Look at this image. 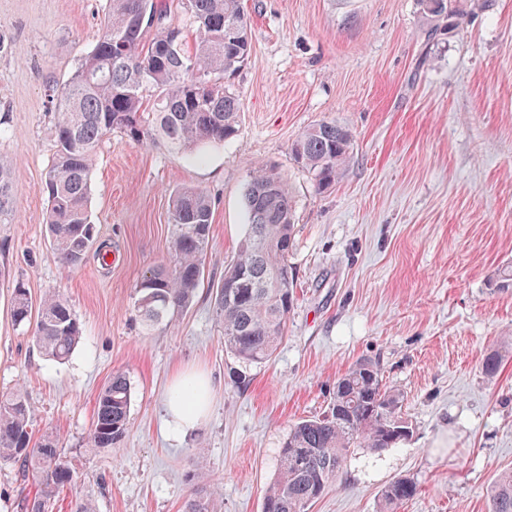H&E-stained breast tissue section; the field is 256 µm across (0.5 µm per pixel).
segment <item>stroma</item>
Segmentation results:
<instances>
[{
  "instance_id": "1",
  "label": "stroma",
  "mask_w": 512,
  "mask_h": 512,
  "mask_svg": "<svg viewBox=\"0 0 512 512\" xmlns=\"http://www.w3.org/2000/svg\"><path fill=\"white\" fill-rule=\"evenodd\" d=\"M106 0H0V155L14 165L0 217V393L22 390L34 440L50 436L73 481L56 512L91 498L96 512H184L207 486L215 512H262L290 426L322 413L337 379L362 360L404 392L410 436L374 454L351 449L311 512H379L396 475L418 490L398 512H488L512 470V0H448L456 31L418 0H241L252 53L229 83L241 103L233 139L192 152L157 138L103 137L88 201L109 265L88 249L75 268L44 226L62 88L101 33ZM349 126L353 151L320 191L288 155L308 125ZM279 168L296 199L295 301L272 358L247 366L224 348L212 288L247 223L257 163ZM205 191L213 223L204 282L191 305L155 325L136 307L152 269L172 268L171 194ZM33 306L62 297L83 337L63 362L43 355L34 323L15 322L13 290ZM501 366L486 373V356ZM212 383L209 414L187 436L165 422L175 371ZM126 376L122 440L90 450L99 392Z\"/></svg>"
}]
</instances>
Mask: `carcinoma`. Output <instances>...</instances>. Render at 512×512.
Wrapping results in <instances>:
<instances>
[{
	"instance_id": "obj_1",
	"label": "carcinoma",
	"mask_w": 512,
	"mask_h": 512,
	"mask_svg": "<svg viewBox=\"0 0 512 512\" xmlns=\"http://www.w3.org/2000/svg\"><path fill=\"white\" fill-rule=\"evenodd\" d=\"M426 15L448 20L456 29L448 0H420ZM197 26L193 45L183 29L168 21L167 7L156 0H108L95 47L78 63L68 84L56 91V157L45 177L49 207L45 224L59 261L81 264L94 239L88 212L90 175L102 138L119 130L133 141L154 136L173 148L192 151L222 143L239 131L240 101L226 86L252 52L251 23L240 0H181ZM156 89L147 111L143 91ZM353 136L334 119L307 127L291 143L294 163L311 172L317 189L336 184L350 158ZM13 163L0 157V217L12 208ZM244 204L248 229L234 260L216 288L214 305L224 325V348L246 365H259L281 343L294 299L289 251L295 231V200L285 177L259 163L247 184ZM176 263L156 269L138 288L137 310L156 323L170 311L187 307L204 276L203 256L212 224L209 195L181 188L172 195ZM30 298L14 289L13 316L29 320ZM82 338L79 322L66 302L49 297L40 306L34 339L46 357L66 360ZM405 396L383 382L378 365L355 364L336 381L328 410L295 423L279 452L278 472L268 486L262 512H308L335 482L352 448L383 453L407 439L402 416ZM130 390L121 373L97 398L90 445L110 448L127 430ZM33 410L25 394H0V462L17 468L21 481L32 480L34 494L18 503L20 512H53L57 496L72 481L66 457L55 440L32 442ZM417 483L397 475L380 493V512H396L414 497ZM489 512H512V471L493 484ZM185 512H214L211 493L201 487L186 502Z\"/></svg>"
}]
</instances>
